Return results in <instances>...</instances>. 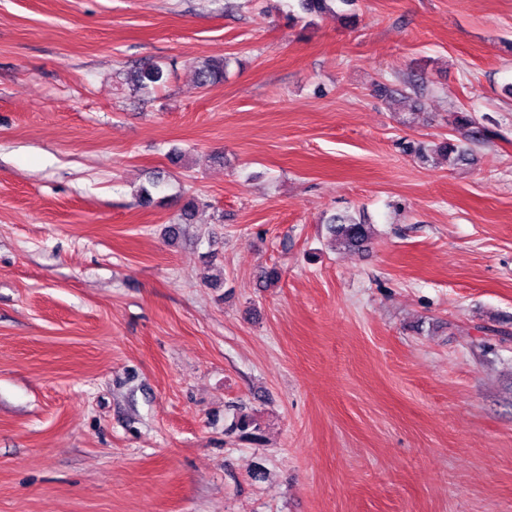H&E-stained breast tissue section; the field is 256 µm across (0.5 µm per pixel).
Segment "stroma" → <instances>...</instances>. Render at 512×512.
Instances as JSON below:
<instances>
[{"label": "stroma", "mask_w": 512, "mask_h": 512, "mask_svg": "<svg viewBox=\"0 0 512 512\" xmlns=\"http://www.w3.org/2000/svg\"><path fill=\"white\" fill-rule=\"evenodd\" d=\"M300 14L0 0V512H512V0ZM227 65L228 60L226 58L208 60L197 70L198 83L202 87H206L222 81ZM326 229L335 247L340 246L350 251L365 250L373 235L370 224L357 222L345 214L333 216Z\"/></svg>", "instance_id": "1"}]
</instances>
